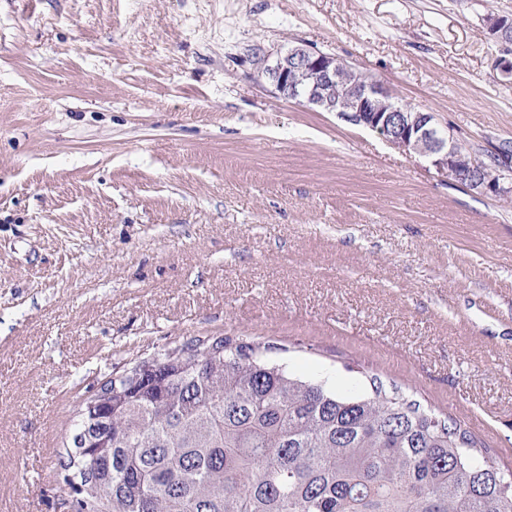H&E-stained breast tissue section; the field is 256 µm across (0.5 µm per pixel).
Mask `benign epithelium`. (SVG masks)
Instances as JSON below:
<instances>
[{
	"label": "benign epithelium",
	"mask_w": 512,
	"mask_h": 512,
	"mask_svg": "<svg viewBox=\"0 0 512 512\" xmlns=\"http://www.w3.org/2000/svg\"><path fill=\"white\" fill-rule=\"evenodd\" d=\"M489 29L501 42L512 40V22L503 17L491 19ZM345 70L342 59L300 44L274 55L264 54L260 74L280 97L335 112L354 125L368 128L407 154L429 158L437 173L469 189L494 195L505 192V170L476 174L475 161L453 136L439 130L431 113L402 106L371 77L345 89Z\"/></svg>",
	"instance_id": "1"
}]
</instances>
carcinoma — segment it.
<instances>
[{"mask_svg": "<svg viewBox=\"0 0 512 512\" xmlns=\"http://www.w3.org/2000/svg\"><path fill=\"white\" fill-rule=\"evenodd\" d=\"M238 336L195 337L101 386L95 464L81 424L60 462L75 512H512L461 424L382 383L341 396Z\"/></svg>", "mask_w": 512, "mask_h": 512, "instance_id": "cac0c4a2", "label": "carcinoma"}]
</instances>
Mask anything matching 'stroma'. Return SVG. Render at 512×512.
<instances>
[{"label":"stroma","mask_w":512,"mask_h":512,"mask_svg":"<svg viewBox=\"0 0 512 512\" xmlns=\"http://www.w3.org/2000/svg\"><path fill=\"white\" fill-rule=\"evenodd\" d=\"M512 0H0V512H69L108 379L196 336L340 395L396 384L512 468V192L274 94L306 44L512 149Z\"/></svg>","instance_id":"1"}]
</instances>
